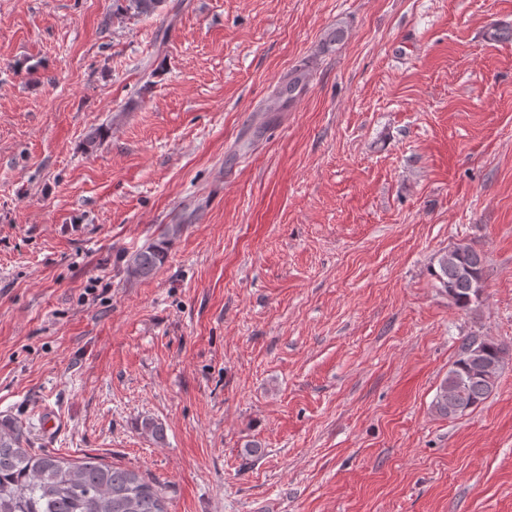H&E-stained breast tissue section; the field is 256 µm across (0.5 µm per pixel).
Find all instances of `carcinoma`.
I'll use <instances>...</instances> for the list:
<instances>
[{
  "instance_id": "obj_1",
  "label": "carcinoma",
  "mask_w": 512,
  "mask_h": 512,
  "mask_svg": "<svg viewBox=\"0 0 512 512\" xmlns=\"http://www.w3.org/2000/svg\"><path fill=\"white\" fill-rule=\"evenodd\" d=\"M164 0H114L115 11L148 16ZM165 243L151 244L129 259L128 274L146 279L163 264ZM484 254L459 244L437 259L432 274L461 309L480 299ZM508 346L481 336L461 338L457 359L436 390L439 415L455 418L486 400L497 388L486 369L503 363ZM24 422L0 415V512H168L164 489L143 474L94 456L70 461L25 447Z\"/></svg>"
}]
</instances>
